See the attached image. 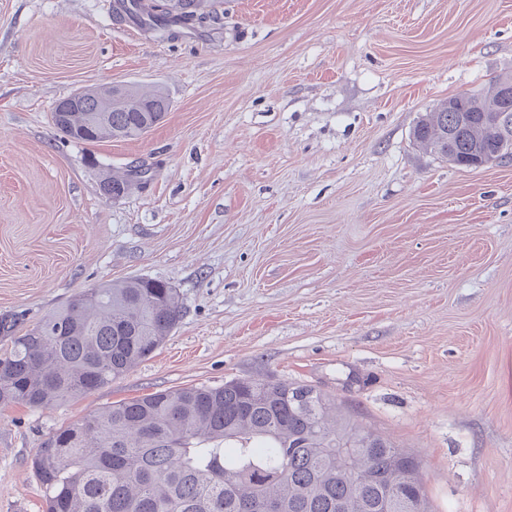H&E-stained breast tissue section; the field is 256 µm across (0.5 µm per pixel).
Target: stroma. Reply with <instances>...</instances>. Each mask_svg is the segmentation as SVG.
<instances>
[{
    "mask_svg": "<svg viewBox=\"0 0 512 512\" xmlns=\"http://www.w3.org/2000/svg\"><path fill=\"white\" fill-rule=\"evenodd\" d=\"M114 0H0V313L30 322L146 276L183 317L106 387L0 405V512H45L58 428L161 390L310 384L420 462L431 512H512V160L414 144L441 100L512 71V0H224L156 40ZM163 87L139 139L68 141L55 104ZM150 180L112 199V170Z\"/></svg>",
    "mask_w": 512,
    "mask_h": 512,
    "instance_id": "1",
    "label": "stroma"
}]
</instances>
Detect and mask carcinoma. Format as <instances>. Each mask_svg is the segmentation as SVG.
Masks as SVG:
<instances>
[{
  "label": "carcinoma",
  "instance_id": "obj_1",
  "mask_svg": "<svg viewBox=\"0 0 512 512\" xmlns=\"http://www.w3.org/2000/svg\"><path fill=\"white\" fill-rule=\"evenodd\" d=\"M215 0H116L121 19L164 39L219 20ZM502 73L438 103L413 139L463 166L474 147L512 157V105ZM171 107L160 89L127 84L116 96L89 89L72 112L52 113L57 132L85 144L151 131ZM502 114L492 124L484 117ZM456 132L440 143L445 129ZM149 168L103 181L109 197ZM182 299L150 277L101 283L38 323L0 314V404L48 408L91 394L150 356L177 327ZM356 423L336 399L301 383L236 379L221 387L164 390L103 410L54 432L32 465L45 512H429L415 455Z\"/></svg>",
  "mask_w": 512,
  "mask_h": 512
}]
</instances>
